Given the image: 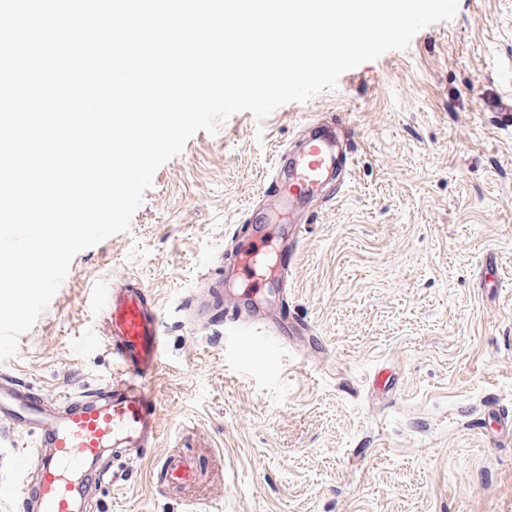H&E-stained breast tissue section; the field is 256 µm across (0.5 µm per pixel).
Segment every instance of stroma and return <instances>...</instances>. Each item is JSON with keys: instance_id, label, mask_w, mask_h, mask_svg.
Returning a JSON list of instances; mask_svg holds the SVG:
<instances>
[{"instance_id": "35a3bbf8", "label": "stroma", "mask_w": 512, "mask_h": 512, "mask_svg": "<svg viewBox=\"0 0 512 512\" xmlns=\"http://www.w3.org/2000/svg\"><path fill=\"white\" fill-rule=\"evenodd\" d=\"M512 0H458L408 47L344 72L335 89L265 118L198 131L155 173L128 231L78 253L15 354L0 362L53 400L112 379L98 292L152 289L166 352L154 385L156 448L102 489L103 512H512ZM341 114L360 130L342 200L315 215L286 313L313 352L247 335L187 305L244 229L242 212L303 123ZM504 288L480 289L486 265ZM205 479L160 495L166 455ZM32 438L0 430V512Z\"/></svg>"}]
</instances>
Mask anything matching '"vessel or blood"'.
Returning <instances> with one entry per match:
<instances>
[{"instance_id":"b4317fda","label":"vessel or blood","mask_w":512,"mask_h":512,"mask_svg":"<svg viewBox=\"0 0 512 512\" xmlns=\"http://www.w3.org/2000/svg\"><path fill=\"white\" fill-rule=\"evenodd\" d=\"M361 147L358 130L343 118L302 126L293 148L277 155L272 176L247 206V218L258 226L239 252L241 279L262 283L269 260L280 281L291 277L308 224L320 207L333 203ZM213 266L214 276L189 304L191 320L205 321L226 310L237 324L266 314V303L243 307L238 294L225 288L223 255L215 256ZM100 305L108 330L104 346L113 362L106 389L52 402L0 376V426L36 439V477L15 489L23 512H90L98 503L95 491L117 482L113 458L133 464L159 437V398L152 382L166 338L156 297L139 281L124 278L102 288ZM309 332L307 323L292 319L277 326L274 336L285 346ZM197 478L191 459L171 455L160 466L157 489L167 495Z\"/></svg>"}]
</instances>
